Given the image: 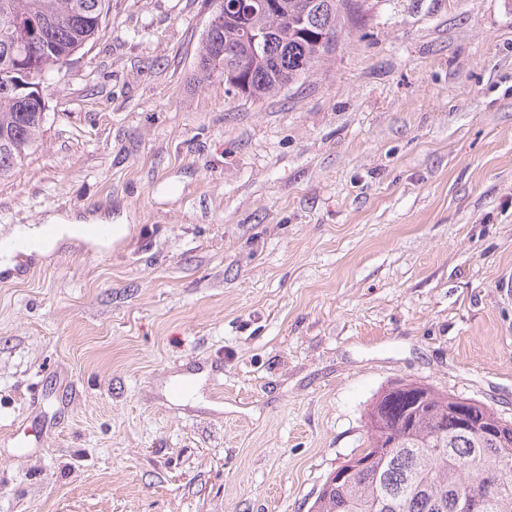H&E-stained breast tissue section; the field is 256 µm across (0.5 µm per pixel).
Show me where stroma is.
<instances>
[{
    "mask_svg": "<svg viewBox=\"0 0 512 512\" xmlns=\"http://www.w3.org/2000/svg\"><path fill=\"white\" fill-rule=\"evenodd\" d=\"M212 9L112 0L0 181V236L129 228L0 276V512H309L402 379L512 422V0H368L259 101Z\"/></svg>",
    "mask_w": 512,
    "mask_h": 512,
    "instance_id": "obj_1",
    "label": "stroma"
}]
</instances>
